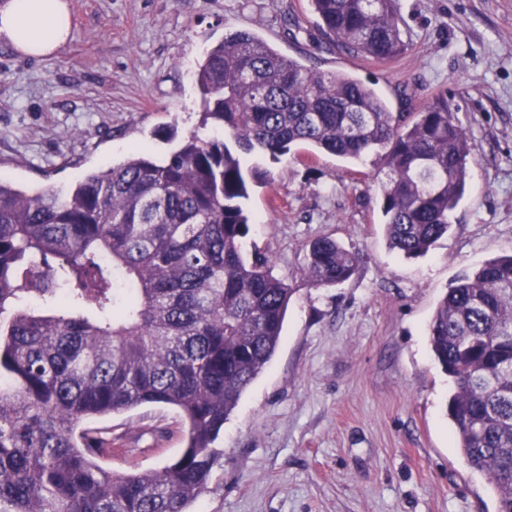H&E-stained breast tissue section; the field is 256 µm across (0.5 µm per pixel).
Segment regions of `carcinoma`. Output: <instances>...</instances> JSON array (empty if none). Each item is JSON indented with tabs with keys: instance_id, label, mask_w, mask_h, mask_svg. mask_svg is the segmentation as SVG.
<instances>
[{
	"instance_id": "obj_1",
	"label": "carcinoma",
	"mask_w": 512,
	"mask_h": 512,
	"mask_svg": "<svg viewBox=\"0 0 512 512\" xmlns=\"http://www.w3.org/2000/svg\"><path fill=\"white\" fill-rule=\"evenodd\" d=\"M329 43L390 62L409 44L398 0H310ZM203 121L162 159L136 147L73 190L0 180V512H187L209 489L211 448L273 355L293 288L242 239L252 184L244 156L307 145L387 169L381 211L391 249L429 252L466 188L470 134L437 97L417 112L345 72L311 70L249 31L196 70ZM357 252L321 235L306 249L311 286L348 280ZM448 375V415L467 465L512 512V253L461 277L428 325ZM144 405L179 411L182 453L159 470L112 472L123 436L85 428Z\"/></svg>"
}]
</instances>
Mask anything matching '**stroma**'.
Returning <instances> with one entry per match:
<instances>
[{"mask_svg": "<svg viewBox=\"0 0 512 512\" xmlns=\"http://www.w3.org/2000/svg\"><path fill=\"white\" fill-rule=\"evenodd\" d=\"M73 28L36 59L0 43V179L65 190L146 146L154 157L201 127L194 73L207 48L249 30L315 71H343L415 112L447 95L469 130L467 191L452 230L424 256L385 236L380 163L305 148L259 159L245 255L261 253L294 290L278 347L214 446L210 489L192 512H496L485 474L455 446L448 377L428 324L464 274L512 252V0H399L410 41L373 64L329 47L309 0H69ZM321 235L359 252L344 283L309 285L307 244ZM123 437L106 468L153 471L179 456L176 410L146 405L87 420Z\"/></svg>", "mask_w": 512, "mask_h": 512, "instance_id": "obj_1", "label": "stroma"}]
</instances>
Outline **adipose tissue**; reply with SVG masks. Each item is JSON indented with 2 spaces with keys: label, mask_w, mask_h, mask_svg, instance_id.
I'll use <instances>...</instances> for the list:
<instances>
[{
  "label": "adipose tissue",
  "mask_w": 512,
  "mask_h": 512,
  "mask_svg": "<svg viewBox=\"0 0 512 512\" xmlns=\"http://www.w3.org/2000/svg\"><path fill=\"white\" fill-rule=\"evenodd\" d=\"M71 34L68 0H0V41L22 55L51 56Z\"/></svg>",
  "instance_id": "obj_1"
}]
</instances>
